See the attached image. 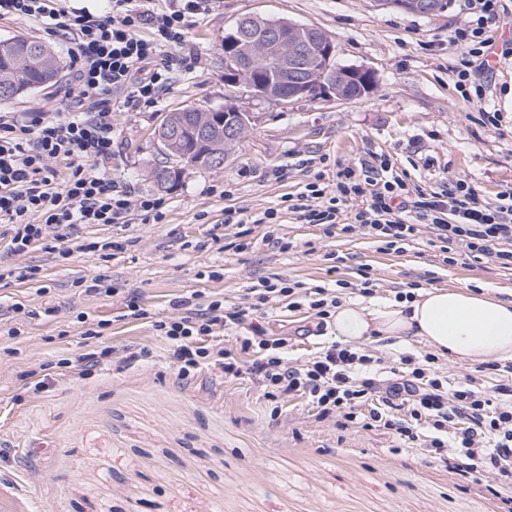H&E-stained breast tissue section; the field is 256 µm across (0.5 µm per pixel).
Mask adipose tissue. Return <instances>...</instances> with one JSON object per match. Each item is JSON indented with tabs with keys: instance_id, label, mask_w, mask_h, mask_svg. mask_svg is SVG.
Returning a JSON list of instances; mask_svg holds the SVG:
<instances>
[{
	"instance_id": "ef3b65f1",
	"label": "adipose tissue",
	"mask_w": 512,
	"mask_h": 512,
	"mask_svg": "<svg viewBox=\"0 0 512 512\" xmlns=\"http://www.w3.org/2000/svg\"><path fill=\"white\" fill-rule=\"evenodd\" d=\"M332 328L344 342L417 336L457 363L512 361V300L490 292L433 287L409 303L347 302Z\"/></svg>"
}]
</instances>
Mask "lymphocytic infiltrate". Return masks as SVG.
Here are the masks:
<instances>
[{
    "label": "lymphocytic infiltrate",
    "mask_w": 512,
    "mask_h": 512,
    "mask_svg": "<svg viewBox=\"0 0 512 512\" xmlns=\"http://www.w3.org/2000/svg\"><path fill=\"white\" fill-rule=\"evenodd\" d=\"M217 0H108L107 11L73 6L72 0H0V19L25 20L66 41L73 80L51 112L0 111V224L9 234L10 253L21 254L48 240L73 242L82 252L122 249L119 241L80 239L90 224L112 225L138 211L162 223L163 202L135 194L112 179L113 107L134 112L154 106L174 82L175 69L198 62L187 52V34ZM502 0H472L470 25L454 30L451 44L465 53L450 78L465 99L483 98V85L471 79L468 60L486 55L485 36ZM299 223L322 227L325 234L359 233L383 249L402 245L429 231L428 244L444 263L457 253L487 259L512 269V188L498 204L484 205L465 179L442 192H427L383 155L361 166L337 167L333 178L314 174L304 192L283 197L279 207L255 215L266 225L264 238L282 213ZM248 308L197 292L171 300L172 315L152 328L167 345L166 360L178 383L201 373L227 382L249 379L271 403V417L284 401L300 398L317 419L341 417L364 430L398 435L425 457L447 464L463 478L485 472L498 476L488 486L500 512H512V382L487 387L467 377L454 385L437 375L436 354L399 357L390 379L371 376L384 357L335 340L295 367L288 366V338L265 335L258 324L274 303L307 306L318 330L330 324L340 298L322 285L306 286L274 274L247 289ZM235 348L217 344L226 332Z\"/></svg>",
    "instance_id": "1"
}]
</instances>
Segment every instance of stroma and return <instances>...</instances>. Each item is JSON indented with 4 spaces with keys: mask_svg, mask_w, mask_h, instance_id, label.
<instances>
[{
    "mask_svg": "<svg viewBox=\"0 0 512 512\" xmlns=\"http://www.w3.org/2000/svg\"><path fill=\"white\" fill-rule=\"evenodd\" d=\"M244 13L324 30L337 63L373 72V91L285 103L225 86L224 32ZM470 19L465 0H447L433 16L382 0H219L193 26L189 40L200 63L177 72L158 107L112 115V176L163 198L164 222H145L135 212L119 224L84 228L85 237L123 242L109 256L62 257L38 246L12 255L0 236V265L38 270L32 282L0 280V327L21 330L12 338L0 334V512H493L479 485L384 432L316 420L293 400L271 417L257 384L246 379L177 383L152 329L155 319L171 315V300L196 291L247 307L248 286L269 274L356 283L366 267L381 303L415 281L511 300L512 269L463 256L443 264L423 235L394 252L362 235L328 237L287 217L275 233L292 249L268 245L265 225L255 224L251 248L239 252L233 245L243 227L224 221L225 206L253 216L303 191L314 173L334 174L373 152L427 190L463 177L485 202L496 203L512 187V0H503L492 27L499 39L494 70L472 67L473 78L491 87L482 101L463 99L448 76L461 58L448 36ZM225 104L247 113L245 137L223 165L187 169L177 185L159 188L155 128L177 108ZM490 110L499 113L497 125L485 118ZM277 168L285 169L284 180L274 178ZM99 274L119 295L86 294ZM131 295L145 318L126 317ZM16 302L22 312H13ZM48 306L55 315L42 317ZM100 320L109 323L105 344L149 349L151 362L70 373L45 393L27 392L26 373L77 357L87 324ZM262 324L267 335L290 338L294 365L321 343L298 334L315 325L304 306L274 304Z\"/></svg>",
    "mask_w": 512,
    "mask_h": 512,
    "instance_id": "35a3bbf8",
    "label": "stroma"
}]
</instances>
